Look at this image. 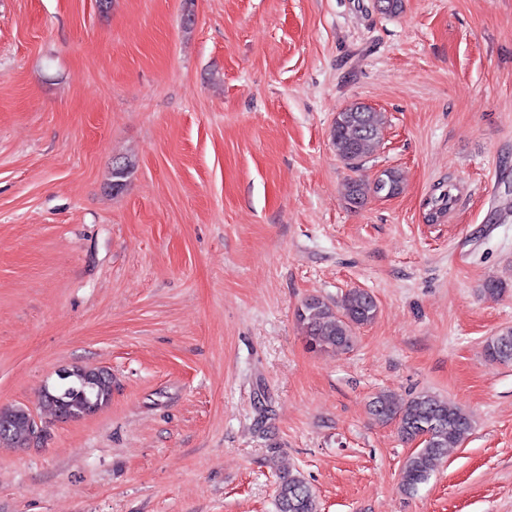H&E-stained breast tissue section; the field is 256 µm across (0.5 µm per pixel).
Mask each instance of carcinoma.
Returning a JSON list of instances; mask_svg holds the SVG:
<instances>
[{"label": "carcinoma", "instance_id": "1", "mask_svg": "<svg viewBox=\"0 0 512 512\" xmlns=\"http://www.w3.org/2000/svg\"><path fill=\"white\" fill-rule=\"evenodd\" d=\"M384 126L383 113L354 104L337 113L331 129L336 156L348 165L357 166L379 144ZM135 167L133 160L124 158L112 169L113 187L124 189ZM392 198L402 191L398 170H384L367 187L360 182L349 186L347 199L361 205L367 192ZM378 314L374 296L359 288L349 289L335 305L319 296L302 301L296 311L300 330L308 346L315 350H347L356 329L370 324ZM485 357L491 362H512V329L488 339ZM72 375L58 386H46L41 393L42 405L56 417L77 419L97 412L112 399V375L104 369H71ZM369 414L381 424L394 423L401 439L413 443L424 437L422 446L406 459L401 472V486L413 495L427 483L440 462L444 449L464 441L472 432L474 420L470 413L448 405L430 393H420L404 400L386 392L376 394L369 402ZM33 419L29 409L12 406L0 409V426L8 425L11 439L18 444L28 436L27 421ZM278 512H318L316 497L299 474L279 478L276 487Z\"/></svg>", "mask_w": 512, "mask_h": 512}]
</instances>
